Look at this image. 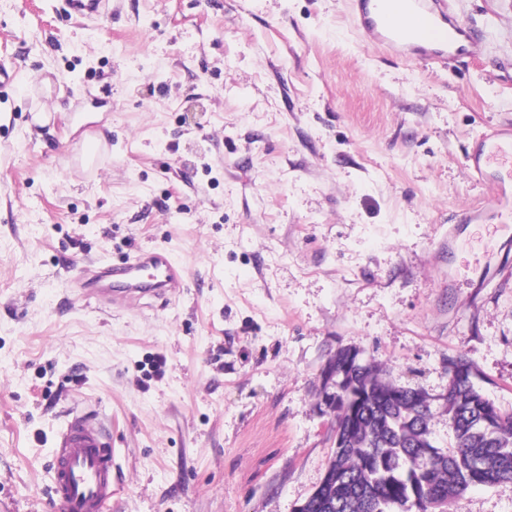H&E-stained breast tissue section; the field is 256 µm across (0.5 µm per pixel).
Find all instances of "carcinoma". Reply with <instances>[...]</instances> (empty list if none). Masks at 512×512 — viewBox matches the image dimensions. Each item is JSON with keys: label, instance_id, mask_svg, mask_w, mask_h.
<instances>
[{"label": "carcinoma", "instance_id": "obj_1", "mask_svg": "<svg viewBox=\"0 0 512 512\" xmlns=\"http://www.w3.org/2000/svg\"><path fill=\"white\" fill-rule=\"evenodd\" d=\"M351 351L339 347L326 361L334 385L319 393H332L334 452L303 512H439L472 486L512 482V413L481 393L472 363L448 360L443 401L453 443L431 458L427 394L394 384Z\"/></svg>", "mask_w": 512, "mask_h": 512}]
</instances>
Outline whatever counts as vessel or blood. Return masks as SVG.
Segmentation results:
<instances>
[{"label":"vessel or blood","mask_w":512,"mask_h":512,"mask_svg":"<svg viewBox=\"0 0 512 512\" xmlns=\"http://www.w3.org/2000/svg\"><path fill=\"white\" fill-rule=\"evenodd\" d=\"M109 0H63L69 14L99 15ZM352 16L366 41L390 49L402 59L430 60L444 68L462 57H481L483 35L461 21L450 0H351ZM467 166L477 180L493 178L494 206L507 210L512 183V127L471 145ZM184 270L166 249H148L118 264L84 270L83 292L130 309L142 301L168 303L175 297ZM51 498L56 512H104L112 498V433L97 415L73 412L55 442Z\"/></svg>","instance_id":"obj_1"}]
</instances>
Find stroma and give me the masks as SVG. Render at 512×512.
Returning <instances> with one entry per match:
<instances>
[{
  "label": "stroma",
  "mask_w": 512,
  "mask_h": 512,
  "mask_svg": "<svg viewBox=\"0 0 512 512\" xmlns=\"http://www.w3.org/2000/svg\"><path fill=\"white\" fill-rule=\"evenodd\" d=\"M0 0V499L51 512L73 409L112 430L107 512H295L330 464L337 347L433 398L448 361L512 413V230L465 155L512 127V0L444 69L383 56L348 0ZM484 223L449 245L465 210ZM168 249L167 305L80 300L85 265ZM447 512H512V482ZM109 0H64L65 9L70 15L92 18L107 9Z\"/></svg>",
  "instance_id": "stroma-1"
}]
</instances>
